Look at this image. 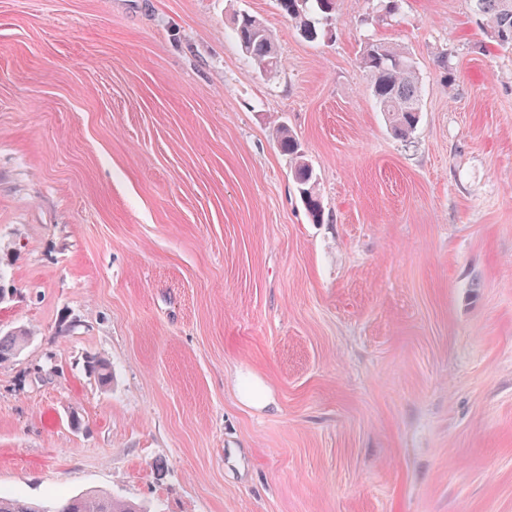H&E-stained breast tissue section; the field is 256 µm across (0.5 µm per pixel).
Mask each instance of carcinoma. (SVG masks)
I'll list each match as a JSON object with an SVG mask.
<instances>
[{
    "instance_id": "cac0c4a2",
    "label": "carcinoma",
    "mask_w": 512,
    "mask_h": 512,
    "mask_svg": "<svg viewBox=\"0 0 512 512\" xmlns=\"http://www.w3.org/2000/svg\"><path fill=\"white\" fill-rule=\"evenodd\" d=\"M282 17L294 22L308 41L324 39L336 28V0H276ZM474 14L487 35L501 47L512 46V0H470ZM234 33L242 52L268 78L275 77L282 60L268 28L256 16L244 12L233 19ZM360 63L370 77L371 89L381 111L388 115L393 133L409 137L419 121L420 91L415 65L409 53L384 42L365 44ZM278 144L291 158V174L305 209L313 221L323 220V206L313 169L300 152L296 138L286 126L278 130ZM30 339V333L18 328L0 334V364L12 359ZM87 370L100 386L112 383V369L103 358L87 360ZM0 512H146L140 506L94 491L59 498L52 505L27 502L0 494Z\"/></svg>"
}]
</instances>
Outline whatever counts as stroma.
<instances>
[{
  "label": "stroma",
  "instance_id": "35a3bbf8",
  "mask_svg": "<svg viewBox=\"0 0 512 512\" xmlns=\"http://www.w3.org/2000/svg\"><path fill=\"white\" fill-rule=\"evenodd\" d=\"M371 40L415 61L408 140ZM1 245L0 329L34 334L0 364V491L512 512V49L469 0H338L314 42L276 0H0ZM262 23L248 12L239 13L233 19L235 37L242 52L271 79L279 73L282 60L272 35ZM278 144L281 151L291 158L292 178L297 185L305 209L313 221L320 223L324 212L313 169L300 152L296 138L286 126L282 125L278 130Z\"/></svg>",
  "mask_w": 512,
  "mask_h": 512
}]
</instances>
